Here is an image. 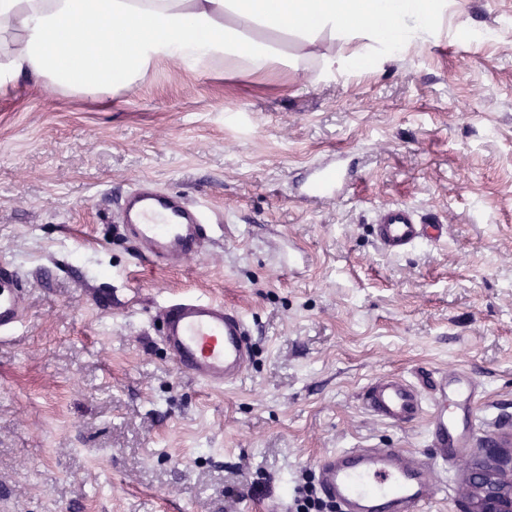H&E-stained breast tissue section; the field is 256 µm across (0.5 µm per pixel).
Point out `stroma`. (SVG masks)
<instances>
[{
  "label": "stroma",
  "mask_w": 512,
  "mask_h": 512,
  "mask_svg": "<svg viewBox=\"0 0 512 512\" xmlns=\"http://www.w3.org/2000/svg\"><path fill=\"white\" fill-rule=\"evenodd\" d=\"M315 165L343 201L298 195ZM142 184L207 216L200 255L138 256L119 206ZM394 202L447 235L385 253L371 219ZM1 258L25 317L0 337V512H291L331 452L429 454L425 420L360 399L421 370L479 382L474 441L424 510L462 512L485 436L512 432V0H452L437 39L345 71L163 62L109 100L21 79L0 95ZM185 293L247 320L239 381L175 366L157 311Z\"/></svg>",
  "instance_id": "obj_1"
}]
</instances>
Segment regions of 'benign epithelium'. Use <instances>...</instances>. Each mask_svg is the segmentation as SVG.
<instances>
[{"mask_svg":"<svg viewBox=\"0 0 512 512\" xmlns=\"http://www.w3.org/2000/svg\"><path fill=\"white\" fill-rule=\"evenodd\" d=\"M465 512H512V451L487 448L467 475Z\"/></svg>","mask_w":512,"mask_h":512,"instance_id":"obj_1","label":"benign epithelium"}]
</instances>
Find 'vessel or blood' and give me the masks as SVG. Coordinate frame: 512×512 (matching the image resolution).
Masks as SVG:
<instances>
[{"label": "vessel or blood", "instance_id": "vessel-or-blood-1", "mask_svg": "<svg viewBox=\"0 0 512 512\" xmlns=\"http://www.w3.org/2000/svg\"><path fill=\"white\" fill-rule=\"evenodd\" d=\"M137 206L125 225L127 233L146 245L157 260L180 262L198 254L209 226L203 213L140 187L131 193ZM379 246L400 255L422 242L440 240L446 227L404 203L378 206L372 220ZM22 276L0 263V334L11 333L24 311ZM162 339L177 369L218 388L245 371L250 332L241 314L224 303L196 294L168 300L161 309ZM476 383L466 374L426 378L413 383L381 375L362 391L364 408L374 417L402 426L426 419L431 447L463 453L473 431L458 426L449 406L472 405ZM317 483L339 512H421L448 483V469L428 456L401 448H347L324 456Z\"/></svg>", "mask_w": 512, "mask_h": 512}]
</instances>
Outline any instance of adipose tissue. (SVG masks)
Here are the masks:
<instances>
[{
    "mask_svg": "<svg viewBox=\"0 0 512 512\" xmlns=\"http://www.w3.org/2000/svg\"><path fill=\"white\" fill-rule=\"evenodd\" d=\"M448 0H0V91L41 79L115 96L163 61L263 76L284 65L351 68L433 38Z\"/></svg>",
    "mask_w": 512,
    "mask_h": 512,
    "instance_id": "adipose-tissue-1",
    "label": "adipose tissue"
}]
</instances>
